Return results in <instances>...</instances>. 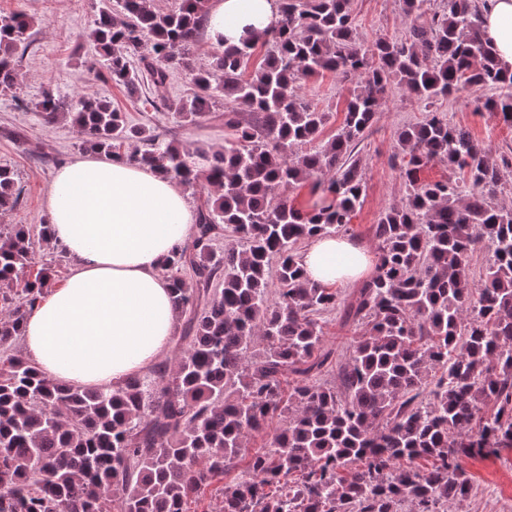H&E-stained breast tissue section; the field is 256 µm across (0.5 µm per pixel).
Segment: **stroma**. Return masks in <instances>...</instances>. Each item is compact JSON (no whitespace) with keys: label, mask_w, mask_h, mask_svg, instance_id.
<instances>
[{"label":"stroma","mask_w":512,"mask_h":512,"mask_svg":"<svg viewBox=\"0 0 512 512\" xmlns=\"http://www.w3.org/2000/svg\"><path fill=\"white\" fill-rule=\"evenodd\" d=\"M96 0H0V12H23L38 18L29 31L30 44L20 59V88L15 96H0V166L14 173L20 192L17 206L0 215L5 224L37 225L47 219L48 191L57 171L85 158L79 130L70 122L44 123L33 104L43 89L64 94L84 93L110 100L133 124H144L162 135L194 149L214 151L223 148L228 132L221 121L197 126L180 122L172 113L129 97L105 72L92 65L96 52L85 34L94 19ZM359 33L367 40L389 34L405 35L411 21L405 17L399 0H352ZM354 83L328 74L305 79L300 95L319 110L329 113L327 133H334L343 120V110L351 98ZM480 93L461 90L441 104L457 125L491 150L512 148V127L499 123L489 113L476 109ZM425 116L422 103L402 87L388 90L378 119L359 155L366 172V197L356 212L349 238L374 247L371 228L387 207L401 203L406 186L393 164L394 135L398 127L415 124ZM462 465L477 489L463 501H448L442 512H512V448H503L486 458H466Z\"/></svg>","instance_id":"obj_1"}]
</instances>
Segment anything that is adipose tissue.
Listing matches in <instances>:
<instances>
[{
    "label": "adipose tissue",
    "mask_w": 512,
    "mask_h": 512,
    "mask_svg": "<svg viewBox=\"0 0 512 512\" xmlns=\"http://www.w3.org/2000/svg\"><path fill=\"white\" fill-rule=\"evenodd\" d=\"M483 33L512 70V0H486ZM278 19L277 0H210L214 50L259 34ZM48 237L76 260L60 288L28 313L29 359L56 381L107 389L141 374L175 332L171 285L162 265L189 237L196 216L181 189L158 171L120 159L86 158L56 173ZM369 252L357 240L324 236L299 257L307 279L325 287L364 277Z\"/></svg>",
    "instance_id": "ef3b65f1"
}]
</instances>
